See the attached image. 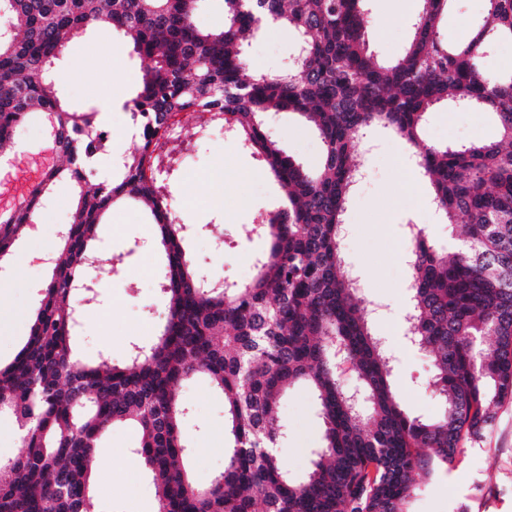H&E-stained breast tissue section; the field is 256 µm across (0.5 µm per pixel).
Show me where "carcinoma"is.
Listing matches in <instances>:
<instances>
[{
    "instance_id": "cac0c4a2",
    "label": "carcinoma",
    "mask_w": 512,
    "mask_h": 512,
    "mask_svg": "<svg viewBox=\"0 0 512 512\" xmlns=\"http://www.w3.org/2000/svg\"><path fill=\"white\" fill-rule=\"evenodd\" d=\"M199 0H0V157L35 112L54 115L62 163L42 172L20 204L0 214V260L13 250L59 178L81 188L61 254L30 335L0 365V415L23 432L25 452L0 462V512H98L91 487L95 448L116 425L169 512H407L414 476L457 461L512 400V70L479 67L488 46L512 44V0H484L469 36L450 44L441 27L455 0H422L403 54L369 47L365 0H223L224 26L195 23ZM300 43L291 72L247 76V41L267 25ZM118 31L151 60L127 103L140 144L112 175L84 189L106 147L92 112H70L48 78L51 60L81 30ZM489 112L486 141L434 145L422 136L443 105ZM207 112L272 175L284 203L254 223L268 247L254 279L219 286L200 276L184 248L186 225L171 203L168 146L184 112ZM302 118L322 143L308 169L266 132L262 114ZM383 126L412 149L430 202L454 224L463 248L444 253L426 237L410 249L406 335L430 359L428 387L443 405L412 415L390 384L393 357L371 332L369 309L344 264L340 235L362 177L356 143ZM117 201L147 207L165 257L167 317L152 344L115 363L78 358L80 301L115 257L91 246ZM342 344L360 398L340 382L332 341ZM207 377L224 394L229 450L205 488L191 480L182 384ZM305 383L319 405L323 444L308 471L291 475L273 448L285 430L280 401ZM368 425H362L363 420Z\"/></svg>"
}]
</instances>
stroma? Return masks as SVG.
I'll list each match as a JSON object with an SVG mask.
<instances>
[{
	"label": "stroma",
	"mask_w": 512,
	"mask_h": 512,
	"mask_svg": "<svg viewBox=\"0 0 512 512\" xmlns=\"http://www.w3.org/2000/svg\"><path fill=\"white\" fill-rule=\"evenodd\" d=\"M371 50L390 61L400 57L412 35L420 0L393 11L387 0H366ZM297 43L288 31L266 27L256 32L247 48L248 71L278 73L287 69ZM148 61L133 52L127 38L112 30L86 29L55 58L49 71L61 99L70 110L87 112L97 106L96 93L111 81L115 94L132 98L141 84ZM269 135L288 155L307 168L322 155L317 136L288 112L263 117ZM494 120L486 112L442 106L430 113L425 139L433 144H463L488 139ZM181 130L191 133L170 177L174 200L189 198V207L177 214L189 232L185 247L201 276L211 280L248 283L254 260L266 247L260 237H245L244 225L283 198L280 186L257 162L208 116L189 113ZM23 149L13 163L0 167V178L21 181L40 165L48 147L42 116H34L16 132ZM363 177L344 216L342 251L349 271L358 272L366 301L381 305L373 321L396 360L391 383L405 407L425 419L438 416L440 402L427 387L430 363L423 353L403 342L400 310L410 286L406 255L410 244L406 227L421 224L429 240L444 251L460 243L459 227L446 223L429 202L427 185L408 194L405 185L415 160L407 143L383 127L373 128L359 143ZM75 188L57 182L51 204L38 216L33 232L24 234L11 258L0 262V362L9 363L27 340L41 288L52 272L51 258L59 254L57 230L69 223ZM156 228L145 209L119 203L105 216L93 246L106 255L121 257L117 271L103 273L96 298L83 309L76 339L77 355L95 359L109 354L123 360L132 345L150 344L165 322V298L159 288L164 262L153 239ZM190 408L184 431L193 447L189 468L197 485H208L223 472L227 448L224 432V396L203 376L183 385ZM288 437L278 449L289 472L300 475L312 465L313 452L322 444L318 404L308 387L290 389L280 404ZM136 438L126 426L112 427L100 440L94 461L103 469L95 480L99 512H158L153 484L134 454ZM409 512H512V403L498 412L493 428L477 442H468L458 462L416 478Z\"/></svg>",
	"instance_id": "35a3bbf8"
}]
</instances>
